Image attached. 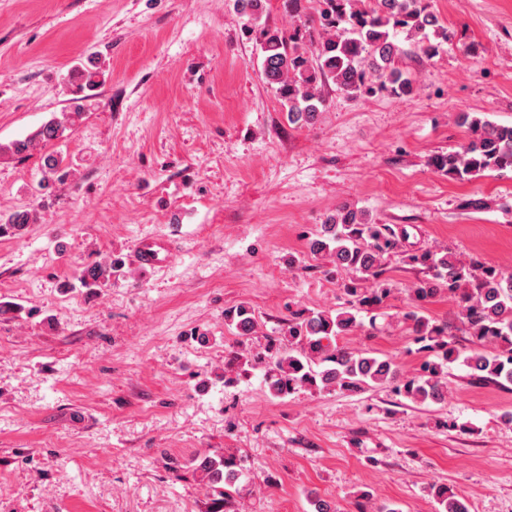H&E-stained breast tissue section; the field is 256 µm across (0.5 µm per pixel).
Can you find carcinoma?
Listing matches in <instances>:
<instances>
[{"label": "carcinoma", "instance_id": "cac0c4a2", "mask_svg": "<svg viewBox=\"0 0 512 512\" xmlns=\"http://www.w3.org/2000/svg\"><path fill=\"white\" fill-rule=\"evenodd\" d=\"M307 0H282L288 16L299 21L292 29L262 27L259 45L265 80L277 85L289 121L309 124L323 105L319 94L327 81L351 97L380 91L411 94L414 81L404 76L399 59L407 53L401 42L427 58L439 54L448 42V28L430 10L428 0H319L317 15L306 13ZM468 139L458 149L432 157V166L458 181L486 172L512 171V125H502L459 115ZM66 126L51 120L10 150L22 155L40 143L63 136ZM321 234L311 239L315 255L330 258L328 273L345 274L339 282L347 296L336 311H289L288 324L278 336L265 337L254 351L247 342L256 333L251 307L238 305L224 313L237 332V344L224 349V383L232 384L250 370H264V381L273 398L283 399L300 390L360 393L388 383L396 395L415 403L445 399L443 376L448 365L461 363L480 381L512 384V273L464 259L456 252L406 253L404 261L421 266L425 277L408 288L410 308L401 322L424 354L411 375L389 358L364 355L336 344L363 323L362 312L383 306L391 289L384 277V257L401 247L388 224L369 222L366 214L344 206ZM446 292L460 307L461 323L472 348L465 349L448 333V326L425 315V305ZM195 470L206 479L208 512H234L231 488L242 474L240 459L229 451L204 454L195 459ZM442 512H469L460 495L446 485L433 487Z\"/></svg>", "mask_w": 512, "mask_h": 512}]
</instances>
